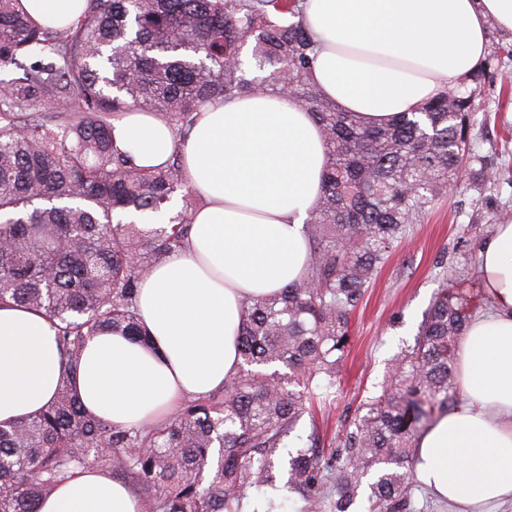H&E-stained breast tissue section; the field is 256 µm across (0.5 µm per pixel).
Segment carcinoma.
<instances>
[{"label": "carcinoma", "mask_w": 512, "mask_h": 512, "mask_svg": "<svg viewBox=\"0 0 512 512\" xmlns=\"http://www.w3.org/2000/svg\"><path fill=\"white\" fill-rule=\"evenodd\" d=\"M300 2L86 0L74 23L54 29L33 23L20 0H0V71L23 70L0 79L8 91L0 98V306L56 321L71 370L85 338L103 327L148 341L134 307L141 279L190 229L186 218L157 228L113 223L119 214L159 216L176 193L191 191L178 154L146 168L118 149L112 117L153 112L176 138L187 136L207 102L256 91L241 58L249 44L264 90L311 112L328 149L306 224L307 277L242 311L249 369L185 399L164 422L132 428L87 413L62 381L45 408L0 428V512H38L85 469L129 480L143 512H243L253 492L275 487L279 467L305 512H349L369 476V512H420L416 437L460 402L454 352L472 317L446 286L342 444L327 450L315 435L306 448L280 449L309 404L336 386L351 316L409 226L470 172L496 177L470 144L487 73L473 72L469 91L366 126L308 79L314 37ZM41 101L56 105L55 123L25 116ZM276 363L288 373L264 371Z\"/></svg>", "instance_id": "obj_1"}]
</instances>
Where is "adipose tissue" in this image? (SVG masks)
Segmentation results:
<instances>
[{"instance_id":"1","label":"adipose tissue","mask_w":512,"mask_h":512,"mask_svg":"<svg viewBox=\"0 0 512 512\" xmlns=\"http://www.w3.org/2000/svg\"><path fill=\"white\" fill-rule=\"evenodd\" d=\"M62 26L85 0H23ZM316 50L309 78L367 125L456 90L484 58L489 24L512 31V0H305ZM117 146L150 167L179 150L203 201L184 246L144 276L137 296L149 341L105 331L68 374L44 313L0 308V426L44 408L63 378L91 415L132 428L165 419L185 398L223 388L239 369L242 308L308 273L305 225L320 195L327 146L311 113L259 91L205 105L185 141L154 113L113 117ZM489 298L456 347L465 400L416 439V479L432 496L477 512L512 502V224L479 249ZM38 512H141L130 485L90 470L63 482Z\"/></svg>"}]
</instances>
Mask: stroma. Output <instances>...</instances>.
Instances as JSON below:
<instances>
[{
    "instance_id": "stroma-1",
    "label": "stroma",
    "mask_w": 512,
    "mask_h": 512,
    "mask_svg": "<svg viewBox=\"0 0 512 512\" xmlns=\"http://www.w3.org/2000/svg\"><path fill=\"white\" fill-rule=\"evenodd\" d=\"M484 65L471 140L497 176L487 184L464 181L410 226L353 318L333 403L325 416L300 419L297 446L308 445L315 431L330 439L350 429L358 405L377 395L391 360L413 344L438 288L456 286L467 299H484L479 244L497 225L512 224V98L505 94L512 83L511 32L489 28Z\"/></svg>"
}]
</instances>
